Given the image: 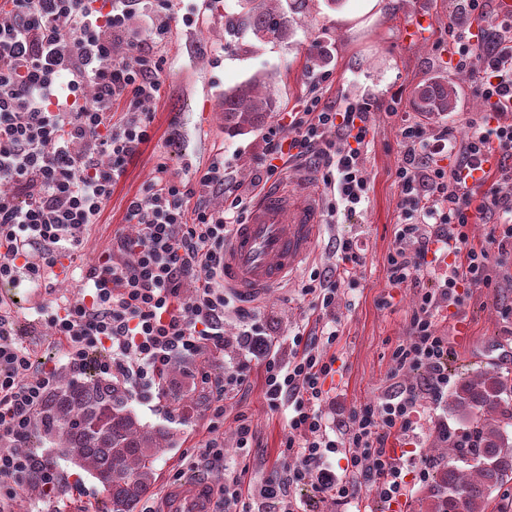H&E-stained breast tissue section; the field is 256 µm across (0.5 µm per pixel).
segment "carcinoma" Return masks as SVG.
<instances>
[{"label":"carcinoma","instance_id":"carcinoma-1","mask_svg":"<svg viewBox=\"0 0 512 512\" xmlns=\"http://www.w3.org/2000/svg\"><path fill=\"white\" fill-rule=\"evenodd\" d=\"M228 30L259 41L290 44L293 29L284 0H237ZM264 78L224 92V131L260 129L277 110ZM456 84L429 77L415 90L414 105L428 122L457 111ZM448 412L469 424L468 448L448 444L430 456L435 473L427 484L431 512H486L493 491L512 481V374L477 370L462 375L448 394ZM48 465L62 460L93 475L105 497L101 512H134L155 481V462L177 437L144 426L127 390L91 372L66 374L49 390L30 431Z\"/></svg>","mask_w":512,"mask_h":512}]
</instances>
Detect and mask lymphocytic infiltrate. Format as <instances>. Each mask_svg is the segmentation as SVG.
<instances>
[{
  "instance_id": "f902f5d3",
  "label": "lymphocytic infiltrate",
  "mask_w": 512,
  "mask_h": 512,
  "mask_svg": "<svg viewBox=\"0 0 512 512\" xmlns=\"http://www.w3.org/2000/svg\"><path fill=\"white\" fill-rule=\"evenodd\" d=\"M488 6L489 0H460L448 17L455 68L476 76L486 115L469 120L461 140L447 125L429 135L416 124L400 130L402 222L387 256L388 281L395 288L417 286L429 269L441 264L445 270L439 287L419 288L406 335L392 351L391 392L380 405L353 409L338 432H328L321 404L336 359L323 349L339 337L341 286L363 262L353 238L342 237L334 264L313 271L301 288L319 312V337L295 334L284 357L270 351L254 322L235 338L243 360L221 376L200 375L212 394L210 436L194 466L224 462L218 431L227 400L247 385V356L264 362L268 405L292 409L285 441L290 463L282 477L247 498L240 476L230 473L217 491L218 512H304L292 493L300 485L345 503L365 489L390 505L411 497L412 481L429 482L426 457L408 471L384 438L412 436L422 422V396L439 400L448 388V339L436 324L440 306L460 307L461 285L512 281V272L487 249L468 244L478 195L491 243L502 251L512 247V168L500 169L492 183L482 175L494 158L512 156V122L505 119L512 112V19L492 34L463 23L484 17ZM137 17L144 20L139 37L132 33ZM173 21L169 0H0V282L41 283L61 257L81 251L114 185L151 138L149 106L161 89L158 46ZM118 104L124 110L119 118L112 113ZM368 114L363 100L336 105L311 97L284 125L269 128L246 189L226 178L220 152L192 180L158 164L128 201L126 221L136 235L118 237L110 253L86 269L82 297L42 311L66 343L70 370L82 372L90 354L106 347L112 358L99 364V373L149 390L161 387L175 358L224 351V240L241 223L252 189L279 173L281 163L311 158L330 195L328 214L355 213L368 189ZM448 155L454 164L442 165ZM216 194L224 206H212ZM412 372L419 381H403ZM56 381L55 369L34 368L30 351L11 333L10 317L1 314L0 512H14L25 492H49L60 482L57 468L18 449ZM332 454L344 455L343 473L326 467Z\"/></svg>"
}]
</instances>
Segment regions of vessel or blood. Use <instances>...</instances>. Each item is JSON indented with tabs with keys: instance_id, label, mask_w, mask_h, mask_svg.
Segmentation results:
<instances>
[{
	"instance_id": "1",
	"label": "vessel or blood",
	"mask_w": 512,
	"mask_h": 512,
	"mask_svg": "<svg viewBox=\"0 0 512 512\" xmlns=\"http://www.w3.org/2000/svg\"><path fill=\"white\" fill-rule=\"evenodd\" d=\"M321 225L319 193L293 195L267 188L224 246V286L243 300L261 297L296 272L310 254ZM216 489L204 475L168 488L159 512H213Z\"/></svg>"
}]
</instances>
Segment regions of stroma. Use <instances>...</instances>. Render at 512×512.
<instances>
[{"mask_svg": "<svg viewBox=\"0 0 512 512\" xmlns=\"http://www.w3.org/2000/svg\"><path fill=\"white\" fill-rule=\"evenodd\" d=\"M458 0H308L305 12L294 15V43H261L251 37L230 34L226 24L235 11V0H218L202 9L201 0H172L170 11L178 16L159 51L165 62L161 91L152 106V140L131 162L112 191L99 223L90 225L86 242L75 262L83 268L111 251L118 236L129 233L125 220L127 201L137 194L158 164H166L180 177L194 178L216 153H223L224 167L233 180L249 184L265 150L263 132L232 135L225 133L224 121L215 109L225 90L252 77L267 78L278 101L274 121L302 108L308 97L324 94L331 101L344 98L367 100L371 105L369 123L373 136L364 153L369 190L355 214L333 219L322 216L321 231L310 257L298 271L247 305L259 325L270 334L279 354L289 351V337L303 329L313 331L317 316L309 299L300 294L310 273L324 265L339 235L355 237L364 259L354 274V287L346 288L337 308L339 338L330 350L341 368L334 377V389L322 405L330 429H338L350 410L378 404L390 384L392 351L406 334L415 304L410 288L391 287L387 280V256L395 245V231L401 222L400 188L396 171L401 163L400 128L405 123L422 124L413 105L412 93L428 77L440 73L455 80L461 99L457 112L447 122L464 137L468 119L482 115L485 104L476 93L471 76L459 73L448 57V16ZM431 12L433 22L422 41L406 44L403 27L419 10ZM317 45L325 63L311 71L305 50ZM82 293L79 277H55L45 287L20 286L12 308L16 338L29 346L36 362L65 370L64 346L37 318L36 310L63 300H76ZM438 330L447 336L448 379L459 372L495 369L512 372V284L501 281L468 291L460 308H441ZM235 347L224 354L205 355L185 363L181 382L192 393L194 403L185 408L160 393L143 398L132 391V406L142 424L174 432L178 442L156 462L157 481L150 498H157L168 486L173 472L185 456L193 454L207 438V396L192 377L201 371L219 376ZM248 384L228 403L230 418L222 429L227 446L226 465L209 470L216 483H223L225 468L244 471L245 481L258 486L281 473L286 456L288 432L286 408H271L262 396L264 366L252 361L247 369ZM424 431L419 441L390 437L388 447L401 451L423 450L434 438L433 422L448 424L451 437H460L464 422L449 413L445 405L422 402ZM249 417L256 438L249 454L234 446L233 415ZM58 469L62 482L54 494L33 491L21 498L16 512H70L73 501L96 507L103 496L97 481L67 463Z\"/></svg>", "mask_w": 512, "mask_h": 512, "instance_id": "stroma-1", "label": "stroma"}]
</instances>
